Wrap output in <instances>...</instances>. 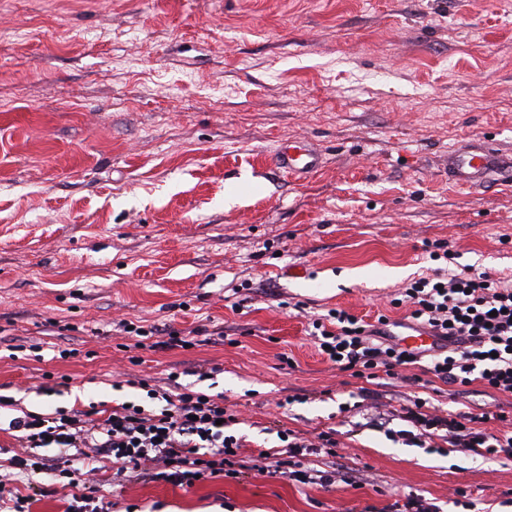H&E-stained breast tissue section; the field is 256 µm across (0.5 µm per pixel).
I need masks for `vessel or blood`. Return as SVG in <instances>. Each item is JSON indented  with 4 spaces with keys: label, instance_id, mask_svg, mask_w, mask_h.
Returning <instances> with one entry per match:
<instances>
[{
    "label": "vessel or blood",
    "instance_id": "b4317fda",
    "mask_svg": "<svg viewBox=\"0 0 512 512\" xmlns=\"http://www.w3.org/2000/svg\"><path fill=\"white\" fill-rule=\"evenodd\" d=\"M274 165L291 175H307L322 165L320 153L302 138L279 144L272 154ZM512 176V154L478 139L468 138L448 149V179L465 188H478Z\"/></svg>",
    "mask_w": 512,
    "mask_h": 512
}]
</instances>
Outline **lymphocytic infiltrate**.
I'll return each instance as SVG.
<instances>
[{
    "label": "lymphocytic infiltrate",
    "instance_id": "1",
    "mask_svg": "<svg viewBox=\"0 0 512 512\" xmlns=\"http://www.w3.org/2000/svg\"><path fill=\"white\" fill-rule=\"evenodd\" d=\"M401 295L408 318L446 344L428 367L435 379L455 385L460 395L477 383L491 393L512 397V282L468 269L448 274L438 268L407 283ZM389 324L383 314L369 324L337 307L310 322L318 352L336 371L365 380L359 397L371 411L369 425L385 429L398 419L404 427L393 436L403 443L418 448L445 444L491 459H512V430L504 427L512 415L505 410L448 411L418 397L383 411L384 379L395 378L423 357L422 352L388 342ZM112 330L133 349L149 341L162 349L193 347L207 333L202 325L178 330L156 323L135 326L127 319L113 321ZM137 386L156 402V409L125 402L103 415L92 406L29 412L11 419L8 428L17 437L12 470L0 473V512H29L31 496L19 484L37 474L49 475L54 488L69 491L67 512H112L111 502L96 492L97 463L102 458L111 461L116 485L148 480L189 490L202 482L236 479L253 469L289 474L300 483L323 487L336 481V471L310 468L302 459L305 451L314 449L335 455V431L303 437L281 430L285 456L267 464L245 456L243 441L225 433L224 423L235 416L223 395L183 386L174 372L165 385L141 379ZM493 421L501 422V430H488Z\"/></svg>",
    "mask_w": 512,
    "mask_h": 512
}]
</instances>
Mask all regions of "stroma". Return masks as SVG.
<instances>
[{"label": "stroma", "mask_w": 512, "mask_h": 512, "mask_svg": "<svg viewBox=\"0 0 512 512\" xmlns=\"http://www.w3.org/2000/svg\"><path fill=\"white\" fill-rule=\"evenodd\" d=\"M473 136L512 149V0H0V416L108 409L139 397L126 376L178 371L223 393L248 454L334 429L356 480L249 471L187 492L114 488L106 467L114 512H384L410 494L507 512L511 460L363 426L360 380L307 333L341 307L406 335L392 300L436 268L434 242L449 268L512 278V182H448L449 146ZM294 137L324 155L305 180L270 161ZM164 316L224 335L131 355L109 333ZM22 342L42 359L12 355ZM45 374L63 395L37 394Z\"/></svg>", "instance_id": "1"}]
</instances>
